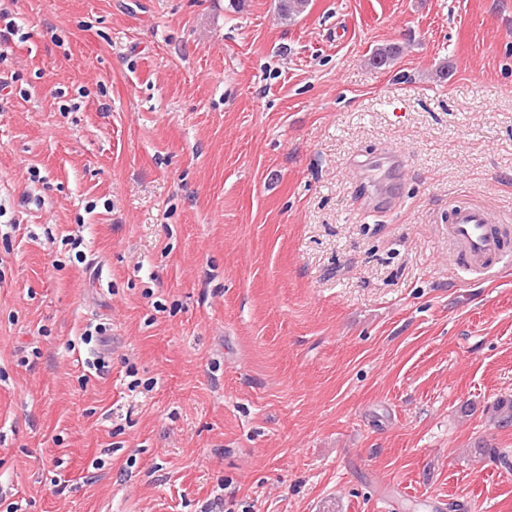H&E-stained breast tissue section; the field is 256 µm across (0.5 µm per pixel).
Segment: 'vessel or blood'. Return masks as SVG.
<instances>
[{
	"mask_svg": "<svg viewBox=\"0 0 512 512\" xmlns=\"http://www.w3.org/2000/svg\"><path fill=\"white\" fill-rule=\"evenodd\" d=\"M448 238L455 265L487 274L500 263H512V226L500 223L485 208L453 203L448 208Z\"/></svg>",
	"mask_w": 512,
	"mask_h": 512,
	"instance_id": "vessel-or-blood-1",
	"label": "vessel or blood"
}]
</instances>
